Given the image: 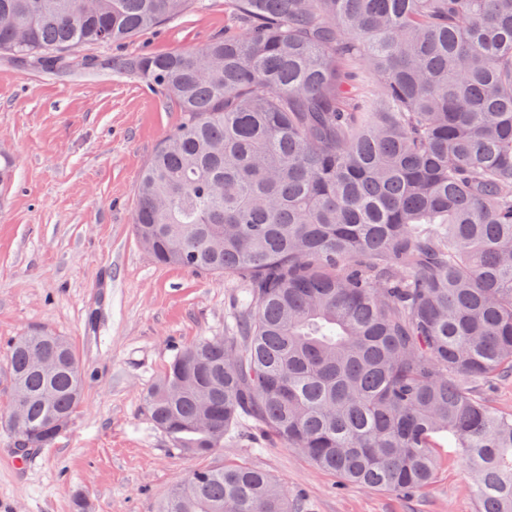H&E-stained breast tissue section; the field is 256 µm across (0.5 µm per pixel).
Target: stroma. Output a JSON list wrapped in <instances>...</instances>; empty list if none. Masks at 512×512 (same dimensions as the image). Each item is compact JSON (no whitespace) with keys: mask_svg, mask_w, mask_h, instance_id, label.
<instances>
[{"mask_svg":"<svg viewBox=\"0 0 512 512\" xmlns=\"http://www.w3.org/2000/svg\"><path fill=\"white\" fill-rule=\"evenodd\" d=\"M230 23L224 0L122 45L93 44L98 60L201 47ZM175 104L112 70L52 74L0 54V151L16 161L0 184V412L12 401L9 347L48 329L70 339L84 369L83 400L66 430L30 455L16 481V438L0 422V504L6 512H156L191 471L246 464L279 479L303 512H475L455 449H437L430 490L406 497L341 488L337 477L242 421L211 456L173 448L144 397L170 359L230 333L240 285L155 263L133 228L135 186L181 122Z\"/></svg>","mask_w":512,"mask_h":512,"instance_id":"obj_1","label":"stroma"}]
</instances>
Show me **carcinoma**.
Listing matches in <instances>:
<instances>
[{
	"instance_id": "carcinoma-1",
	"label": "carcinoma",
	"mask_w": 512,
	"mask_h": 512,
	"mask_svg": "<svg viewBox=\"0 0 512 512\" xmlns=\"http://www.w3.org/2000/svg\"><path fill=\"white\" fill-rule=\"evenodd\" d=\"M194 0H0V52L90 72ZM238 28L115 69L183 120L137 185L162 265L233 276L232 335L178 351L146 396L173 447L213 454L242 418L354 487L431 486L457 449L476 512H512V0H224ZM41 353L48 374L33 364ZM39 329L11 347L17 447L83 394ZM267 472L198 469L159 512H300Z\"/></svg>"
}]
</instances>
